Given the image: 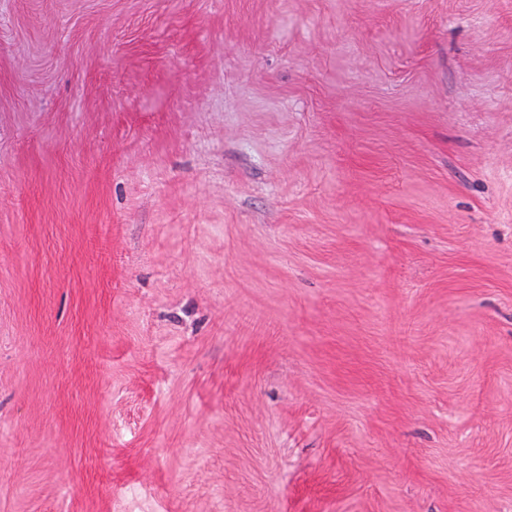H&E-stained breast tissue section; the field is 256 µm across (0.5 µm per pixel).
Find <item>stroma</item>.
I'll return each mask as SVG.
<instances>
[{"instance_id":"1","label":"stroma","mask_w":512,"mask_h":512,"mask_svg":"<svg viewBox=\"0 0 512 512\" xmlns=\"http://www.w3.org/2000/svg\"><path fill=\"white\" fill-rule=\"evenodd\" d=\"M0 512H512V0H0Z\"/></svg>"}]
</instances>
